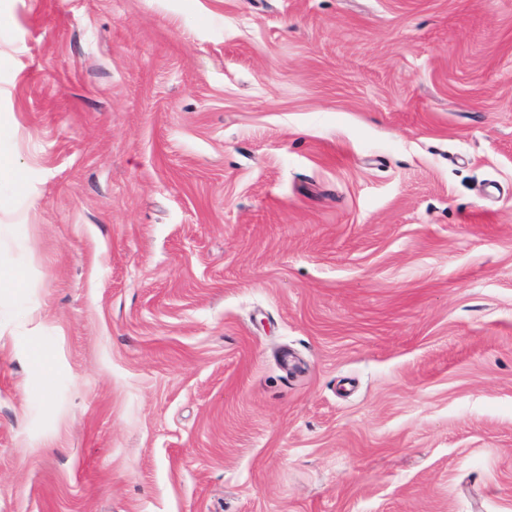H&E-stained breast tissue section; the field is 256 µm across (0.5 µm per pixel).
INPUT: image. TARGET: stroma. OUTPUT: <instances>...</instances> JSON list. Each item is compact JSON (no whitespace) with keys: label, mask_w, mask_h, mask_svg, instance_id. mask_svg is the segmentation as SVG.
Listing matches in <instances>:
<instances>
[{"label":"stroma","mask_w":512,"mask_h":512,"mask_svg":"<svg viewBox=\"0 0 512 512\" xmlns=\"http://www.w3.org/2000/svg\"><path fill=\"white\" fill-rule=\"evenodd\" d=\"M1 159L0 512H512V0H0Z\"/></svg>","instance_id":"obj_1"}]
</instances>
